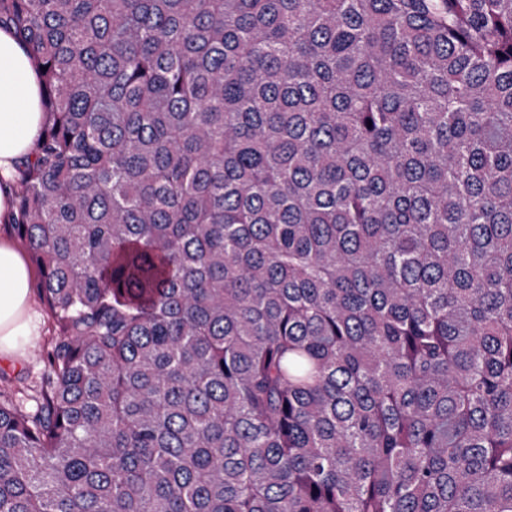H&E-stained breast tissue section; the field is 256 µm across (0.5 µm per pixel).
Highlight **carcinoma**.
Wrapping results in <instances>:
<instances>
[{"mask_svg":"<svg viewBox=\"0 0 512 512\" xmlns=\"http://www.w3.org/2000/svg\"><path fill=\"white\" fill-rule=\"evenodd\" d=\"M54 334L0 512H512V0H0Z\"/></svg>","mask_w":512,"mask_h":512,"instance_id":"cac0c4a2","label":"carcinoma"}]
</instances>
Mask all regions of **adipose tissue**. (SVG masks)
<instances>
[{"mask_svg": "<svg viewBox=\"0 0 512 512\" xmlns=\"http://www.w3.org/2000/svg\"><path fill=\"white\" fill-rule=\"evenodd\" d=\"M45 116L41 85L27 46L14 31L0 29V227L13 221L17 171L31 158ZM32 270L10 239H0V355L14 353L32 335Z\"/></svg>", "mask_w": 512, "mask_h": 512, "instance_id": "ef3b65f1", "label": "adipose tissue"}]
</instances>
